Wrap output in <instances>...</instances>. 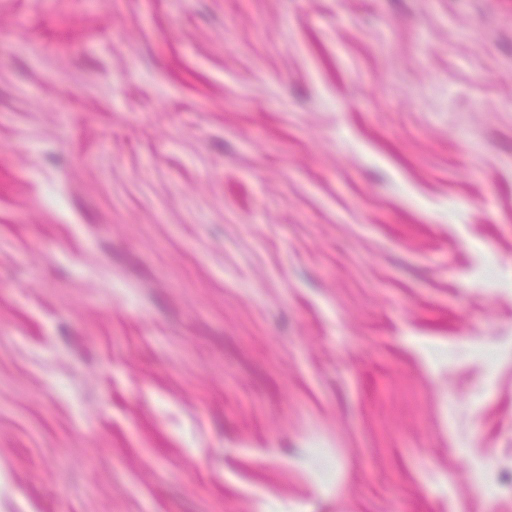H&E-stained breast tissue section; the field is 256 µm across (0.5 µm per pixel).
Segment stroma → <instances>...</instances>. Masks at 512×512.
Returning <instances> with one entry per match:
<instances>
[{"label": "stroma", "instance_id": "35a3bbf8", "mask_svg": "<svg viewBox=\"0 0 512 512\" xmlns=\"http://www.w3.org/2000/svg\"><path fill=\"white\" fill-rule=\"evenodd\" d=\"M0 512H512V0H0Z\"/></svg>", "mask_w": 512, "mask_h": 512}]
</instances>
